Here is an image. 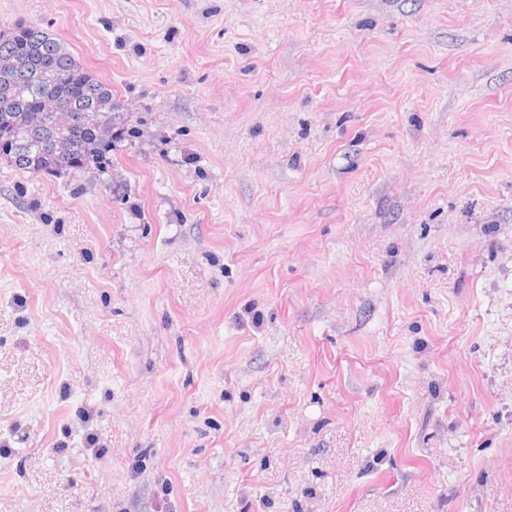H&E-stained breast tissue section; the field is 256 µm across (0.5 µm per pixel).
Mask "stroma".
Instances as JSON below:
<instances>
[{"label":"stroma","mask_w":512,"mask_h":512,"mask_svg":"<svg viewBox=\"0 0 512 512\" xmlns=\"http://www.w3.org/2000/svg\"><path fill=\"white\" fill-rule=\"evenodd\" d=\"M17 24L127 121L0 158V512H512V0Z\"/></svg>","instance_id":"stroma-1"}]
</instances>
